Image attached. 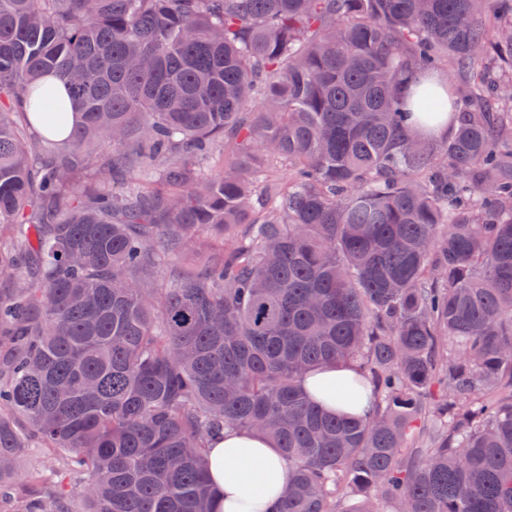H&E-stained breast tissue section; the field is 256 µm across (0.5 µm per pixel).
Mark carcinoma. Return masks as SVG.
Masks as SVG:
<instances>
[{
	"mask_svg": "<svg viewBox=\"0 0 512 512\" xmlns=\"http://www.w3.org/2000/svg\"><path fill=\"white\" fill-rule=\"evenodd\" d=\"M0 279V512H512V0H0ZM311 376L308 377L307 381L302 382V386L305 390L308 387L313 388L318 385H324L329 381H336V377H351L354 375V370L346 364L339 366H328L321 369L312 371ZM209 476L217 491L219 512H276L288 471L271 442L255 433L228 430L208 449ZM247 462H244V459ZM262 470L268 491L259 500L249 493L254 474Z\"/></svg>",
	"mask_w": 512,
	"mask_h": 512,
	"instance_id": "obj_1",
	"label": "carcinoma"
}]
</instances>
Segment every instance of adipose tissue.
I'll return each instance as SVG.
<instances>
[{
	"label": "adipose tissue",
	"instance_id": "obj_1",
	"mask_svg": "<svg viewBox=\"0 0 512 512\" xmlns=\"http://www.w3.org/2000/svg\"><path fill=\"white\" fill-rule=\"evenodd\" d=\"M208 456L219 512H276L288 471L267 438L228 430L213 441ZM259 471L268 478V491L256 500L249 493V485Z\"/></svg>",
	"mask_w": 512,
	"mask_h": 512
}]
</instances>
